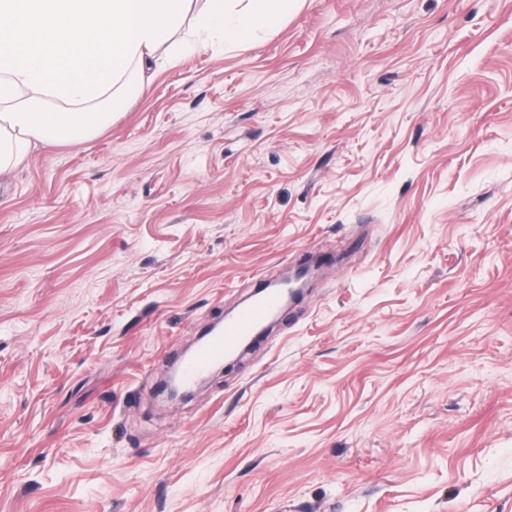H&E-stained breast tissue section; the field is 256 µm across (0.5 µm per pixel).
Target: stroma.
<instances>
[{"instance_id": "obj_1", "label": "stroma", "mask_w": 512, "mask_h": 512, "mask_svg": "<svg viewBox=\"0 0 512 512\" xmlns=\"http://www.w3.org/2000/svg\"><path fill=\"white\" fill-rule=\"evenodd\" d=\"M150 74L0 175V512H512V0H302ZM278 307V294L274 288L245 305L227 324L219 335L202 344L187 361L183 369L186 382L193 381L210 366L218 363L237 349L240 343L253 336L258 328L272 315Z\"/></svg>"}]
</instances>
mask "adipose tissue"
Segmentation results:
<instances>
[{
    "label": "adipose tissue",
    "instance_id": "1",
    "mask_svg": "<svg viewBox=\"0 0 512 512\" xmlns=\"http://www.w3.org/2000/svg\"><path fill=\"white\" fill-rule=\"evenodd\" d=\"M0 0V174L32 144L80 141L111 124L157 55L235 46L278 28L300 0ZM63 104L48 111L47 101Z\"/></svg>",
    "mask_w": 512,
    "mask_h": 512
}]
</instances>
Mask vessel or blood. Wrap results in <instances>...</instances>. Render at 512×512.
Instances as JSON below:
<instances>
[{"mask_svg":"<svg viewBox=\"0 0 512 512\" xmlns=\"http://www.w3.org/2000/svg\"><path fill=\"white\" fill-rule=\"evenodd\" d=\"M278 306L275 289L245 305L238 314L224 326L223 332L202 344L187 361L183 369L185 381H193L210 366L237 349L240 343L256 333L258 328L272 315Z\"/></svg>","mask_w":512,"mask_h":512,"instance_id":"vessel-or-blood-1","label":"vessel or blood"}]
</instances>
